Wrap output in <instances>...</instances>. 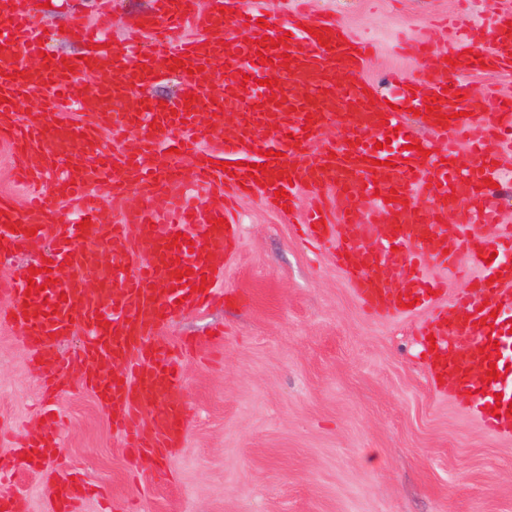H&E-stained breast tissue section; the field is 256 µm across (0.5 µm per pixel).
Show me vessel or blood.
Segmentation results:
<instances>
[{"instance_id":"1","label":"vessel or blood","mask_w":512,"mask_h":512,"mask_svg":"<svg viewBox=\"0 0 512 512\" xmlns=\"http://www.w3.org/2000/svg\"><path fill=\"white\" fill-rule=\"evenodd\" d=\"M112 19L99 28L75 16L72 37L84 44L81 56L59 54L49 45L56 30L36 25L31 0H0V136L15 147L19 179L35 189L24 210L0 213V254L35 255L49 267L64 299L52 322L38 318L41 296L29 287V269L0 282L10 305L0 323L20 329L41 383L58 392L79 375L93 392L105 394L113 425L125 434L135 458L163 455L183 431L186 404L174 398L181 383V359L192 356L195 341L181 355L152 345L159 326L179 310L203 309L218 295L215 282L236 242V229L222 224L225 208L205 203L182 207L172 200L178 185L208 189L212 197L250 192L291 209L297 196L310 206L301 230L310 242L330 247L366 310L378 315L404 313L405 303L428 302L440 283L429 281L424 262L448 266L465 257L474 269L471 291L460 294L451 312H440L423 330L436 349L425 360L442 392L466 398L483 427L512 435V226L501 223L487 180L504 176L501 159L512 146V98L495 96L480 115L482 135L470 140L463 78L512 72V7H498L492 28L465 21L443 45L419 42L420 75L396 70L389 99L370 95L361 74L370 53L330 14L294 10L287 23L267 20L261 0H169L166 8L143 15L120 45L103 38ZM268 39L260 49L259 39ZM44 58L43 68L15 65L12 53ZM299 96L273 103L259 85L255 64ZM223 61L216 73L215 61ZM177 75L183 93L160 103L146 100L148 87ZM141 95L137 109L116 104ZM52 98L54 106L34 117L20 116L18 102ZM420 112L434 130L429 153L415 150L405 124L407 109ZM238 123L224 132L221 151L196 160L198 146L220 129L224 113ZM340 120L345 144L319 141L326 124ZM119 141L106 151L103 132ZM397 137L398 147L376 142ZM469 141L473 163L454 164L455 146ZM177 149L193 157L189 172L178 164L150 167L149 156ZM259 172H251L250 164ZM138 190L142 207L120 222L99 221L100 197ZM285 190L276 198L277 190ZM426 197L417 209L414 197ZM70 218L58 222L60 205ZM498 234H483L486 225ZM186 234L178 245L176 233ZM107 242L111 262L96 246ZM86 339L74 354L58 346L73 323ZM498 340L490 348L489 340ZM114 367L103 375L102 366ZM496 367L499 378L488 381ZM151 407L147 427L137 419ZM59 445L54 421L26 432L21 455L41 463ZM84 486L64 478L51 484L52 512H76Z\"/></svg>"}]
</instances>
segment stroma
Returning <instances> with one entry per match:
<instances>
[{
  "label": "stroma",
  "mask_w": 512,
  "mask_h": 512,
  "mask_svg": "<svg viewBox=\"0 0 512 512\" xmlns=\"http://www.w3.org/2000/svg\"><path fill=\"white\" fill-rule=\"evenodd\" d=\"M374 44L364 76L376 93L390 70L419 76L413 42L460 0H307ZM98 0H54L37 23L66 30L97 19ZM240 241L217 285L224 303L186 310L158 342L204 347L185 365L180 443L159 464L133 465L99 398L71 378L55 399L56 458L18 465L11 443L37 427L42 388L19 329L0 324V466L19 512H46L47 485L72 475L81 512H512V436L488 433L469 405L439 393L424 371L421 325L466 291V261L430 265L446 292L393 317L368 314L331 252L296 233L255 195L235 204Z\"/></svg>",
  "instance_id": "35a3bbf8"
}]
</instances>
